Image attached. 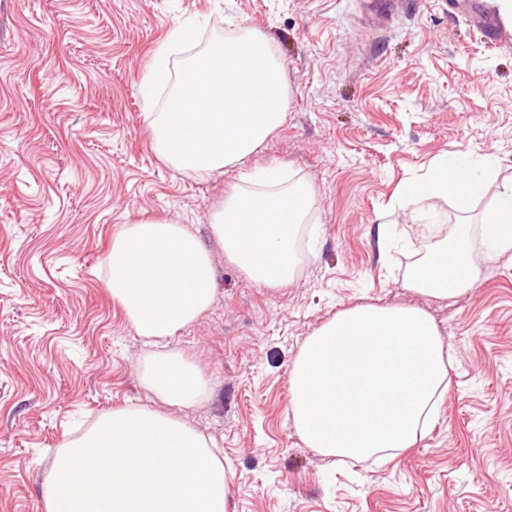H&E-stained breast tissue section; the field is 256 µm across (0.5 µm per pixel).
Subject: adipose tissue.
<instances>
[{
    "instance_id": "ef3b65f1",
    "label": "adipose tissue",
    "mask_w": 512,
    "mask_h": 512,
    "mask_svg": "<svg viewBox=\"0 0 512 512\" xmlns=\"http://www.w3.org/2000/svg\"><path fill=\"white\" fill-rule=\"evenodd\" d=\"M195 36L191 26H174L143 78L149 86L172 84L177 94L188 85L199 92L179 113H150L153 147L177 172L220 176L243 166L285 124L287 76L268 38L254 30L171 68V46ZM494 167L489 160L478 169L467 156L454 155L403 193L447 197L466 213ZM315 204L308 183L275 167L257 168L242 175L209 230L251 281L279 287L294 278L299 229L310 223ZM482 235L492 250L512 248V180L500 185L483 215ZM107 269L113 301L138 335L160 346L144 364L147 390L177 407L204 399L209 382L199 365L164 346L214 300L215 273L203 239L184 224L142 219L113 235ZM478 276L462 226L415 264L409 284L424 295L448 297L465 292ZM448 364L438 328L423 311L371 305L342 311L307 338L293 361L289 418L308 447L340 461L408 450L451 386Z\"/></svg>"
}]
</instances>
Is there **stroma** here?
Returning a JSON list of instances; mask_svg holds the SVG:
<instances>
[{"instance_id": "35a3bbf8", "label": "stroma", "mask_w": 512, "mask_h": 512, "mask_svg": "<svg viewBox=\"0 0 512 512\" xmlns=\"http://www.w3.org/2000/svg\"><path fill=\"white\" fill-rule=\"evenodd\" d=\"M181 61L251 28L288 76V119L247 162L311 184L316 210L292 282H252L210 242L212 307L170 339L211 392L167 408L143 386L154 347L106 290L113 235L143 218L206 235L240 182L178 173L153 149L142 79L174 24ZM493 158L512 176V44L494 45L448 0H407L368 27L360 0H0V512H45L65 440L124 403L171 410L232 470L229 512H512V250L490 253L481 218L445 197L404 199L434 164ZM246 166V167H247ZM387 228H380V219ZM467 225L478 281L433 298L411 265ZM362 305L414 307L450 346L434 424L395 460L336 463L287 418L304 340Z\"/></svg>"}]
</instances>
